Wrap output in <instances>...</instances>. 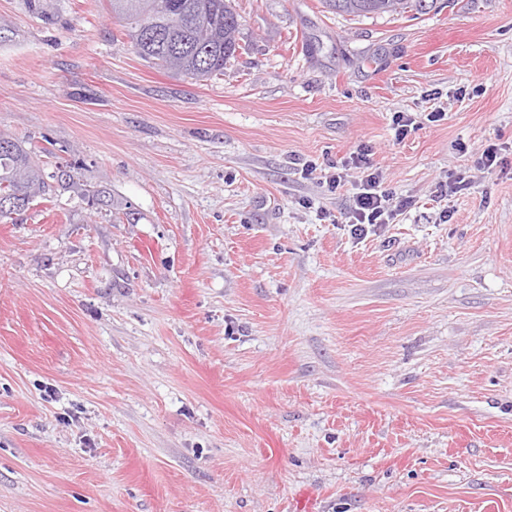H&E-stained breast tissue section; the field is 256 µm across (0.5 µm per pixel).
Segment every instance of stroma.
<instances>
[{"instance_id":"1","label":"stroma","mask_w":512,"mask_h":512,"mask_svg":"<svg viewBox=\"0 0 512 512\" xmlns=\"http://www.w3.org/2000/svg\"><path fill=\"white\" fill-rule=\"evenodd\" d=\"M233 6L196 81L0 0V132L116 200L0 220V512H512V0ZM363 149L409 205L360 237ZM327 7L336 14L365 16L370 14L394 13L398 9L411 8L425 13L437 0H325Z\"/></svg>"}]
</instances>
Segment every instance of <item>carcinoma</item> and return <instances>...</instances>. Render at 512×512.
Segmentation results:
<instances>
[{"mask_svg": "<svg viewBox=\"0 0 512 512\" xmlns=\"http://www.w3.org/2000/svg\"><path fill=\"white\" fill-rule=\"evenodd\" d=\"M437 0H325L338 14L365 16L411 8L431 9ZM133 52L150 66L198 81L224 74L240 49L239 15L231 0H111ZM50 191L43 163L33 148L0 134V218L21 215L34 197ZM90 208L112 206L102 189L80 190Z\"/></svg>", "mask_w": 512, "mask_h": 512, "instance_id": "1", "label": "carcinoma"}]
</instances>
